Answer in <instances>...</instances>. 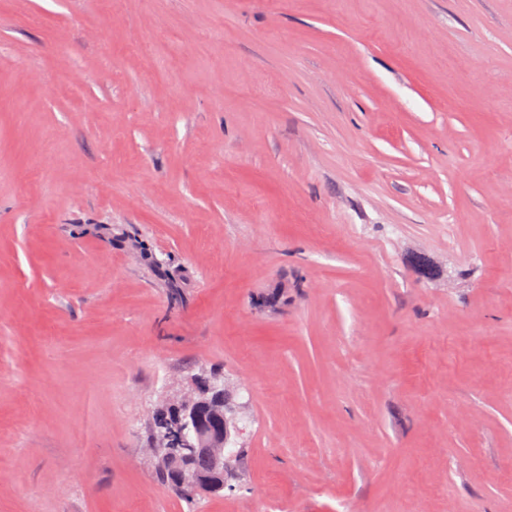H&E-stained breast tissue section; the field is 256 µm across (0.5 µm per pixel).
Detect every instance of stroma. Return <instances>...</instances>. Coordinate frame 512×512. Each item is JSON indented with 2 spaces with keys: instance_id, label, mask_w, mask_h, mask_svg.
<instances>
[{
  "instance_id": "1",
  "label": "stroma",
  "mask_w": 512,
  "mask_h": 512,
  "mask_svg": "<svg viewBox=\"0 0 512 512\" xmlns=\"http://www.w3.org/2000/svg\"><path fill=\"white\" fill-rule=\"evenodd\" d=\"M0 512H512V0H0ZM197 404L193 405L185 414V426H191L196 433V437L188 439L181 426H175L177 422V413L170 406H162L157 409L153 415V436L162 430L170 429L165 433L160 441L165 443L167 448H182L188 457L197 454H204L211 459V475L200 476L196 472H183L180 479L186 483L189 490L197 492H214L224 489V484L220 480L219 473L224 474L230 467L234 452L230 450L226 455V448L231 443V430L236 431L224 420V426L214 429H207L199 424L196 415ZM175 426V427H174ZM174 427V428H173ZM158 458L161 480L164 483V485L168 487L169 490L180 495L181 497L185 498L188 501L200 499L197 496H191L187 488L181 486L176 481L173 471L174 463L172 460H170L168 457H165L163 453L158 455Z\"/></svg>"
}]
</instances>
